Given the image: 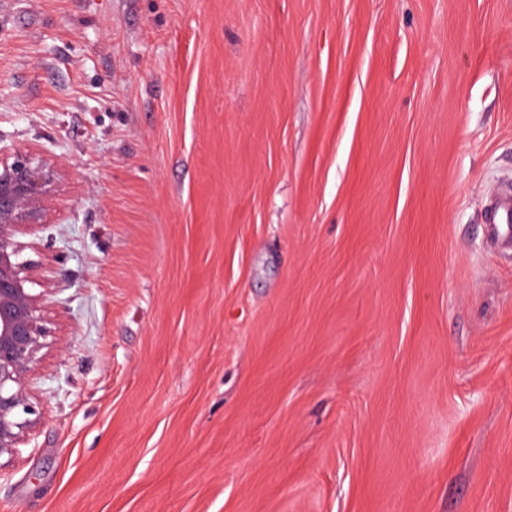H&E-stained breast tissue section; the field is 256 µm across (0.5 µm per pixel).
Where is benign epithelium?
Returning <instances> with one entry per match:
<instances>
[{"label":"benign epithelium","mask_w":512,"mask_h":512,"mask_svg":"<svg viewBox=\"0 0 512 512\" xmlns=\"http://www.w3.org/2000/svg\"><path fill=\"white\" fill-rule=\"evenodd\" d=\"M54 169L28 151H0V459H12L41 418L35 368L46 347L51 289L31 291L17 236L41 224L52 200Z\"/></svg>","instance_id":"1"}]
</instances>
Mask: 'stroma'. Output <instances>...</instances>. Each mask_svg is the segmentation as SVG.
<instances>
[{
  "mask_svg": "<svg viewBox=\"0 0 512 512\" xmlns=\"http://www.w3.org/2000/svg\"><path fill=\"white\" fill-rule=\"evenodd\" d=\"M17 148L0 512H512V0H0ZM54 172L29 151L0 149V461L20 453L41 418L34 374L49 336L52 292L28 287L32 272L18 260L16 238L24 225L44 222ZM485 217L487 224H492L498 233H512V195H505L486 205Z\"/></svg>",
  "mask_w": 512,
  "mask_h": 512,
  "instance_id": "35a3bbf8",
  "label": "stroma"
}]
</instances>
